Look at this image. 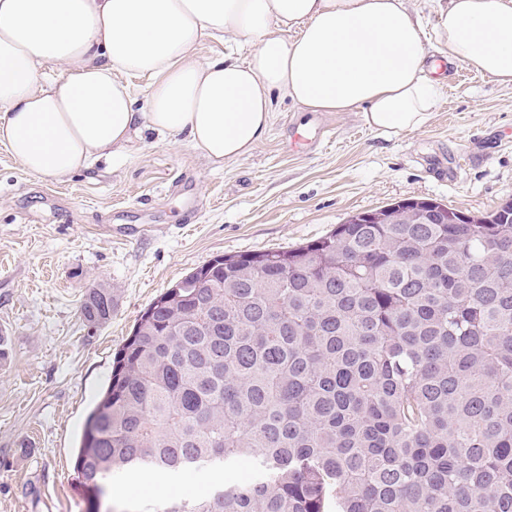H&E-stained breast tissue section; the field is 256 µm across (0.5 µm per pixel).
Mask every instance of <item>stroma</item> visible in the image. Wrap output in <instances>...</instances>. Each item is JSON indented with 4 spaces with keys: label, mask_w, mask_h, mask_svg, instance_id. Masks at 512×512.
Instances as JSON below:
<instances>
[{
    "label": "stroma",
    "mask_w": 512,
    "mask_h": 512,
    "mask_svg": "<svg viewBox=\"0 0 512 512\" xmlns=\"http://www.w3.org/2000/svg\"><path fill=\"white\" fill-rule=\"evenodd\" d=\"M321 125L330 139H311ZM408 198L472 216L512 201V86L461 68L425 127L392 136L286 101L268 139L224 163L145 132L125 157L43 181L0 145V512H87L73 472L86 418L163 289L215 257L295 248ZM98 284L115 307L89 328L80 305ZM253 476L242 460L216 479L184 472L171 492L116 479L109 498L191 500Z\"/></svg>",
    "instance_id": "1"
}]
</instances>
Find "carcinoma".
Masks as SVG:
<instances>
[{
	"instance_id": "1",
	"label": "carcinoma",
	"mask_w": 512,
	"mask_h": 512,
	"mask_svg": "<svg viewBox=\"0 0 512 512\" xmlns=\"http://www.w3.org/2000/svg\"><path fill=\"white\" fill-rule=\"evenodd\" d=\"M297 248L217 257L161 292L116 352L74 480L254 461L159 512H512V202L434 200ZM112 288L80 318H112Z\"/></svg>"
}]
</instances>
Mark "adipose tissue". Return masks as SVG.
<instances>
[{"label": "adipose tissue", "instance_id": "1", "mask_svg": "<svg viewBox=\"0 0 512 512\" xmlns=\"http://www.w3.org/2000/svg\"><path fill=\"white\" fill-rule=\"evenodd\" d=\"M430 2L427 26L407 0H0V144L60 180L145 129L237 160L268 138L280 100L418 130L441 64L512 85V0ZM207 39L236 48L203 59ZM125 73L150 77L144 109Z\"/></svg>", "mask_w": 512, "mask_h": 512}]
</instances>
